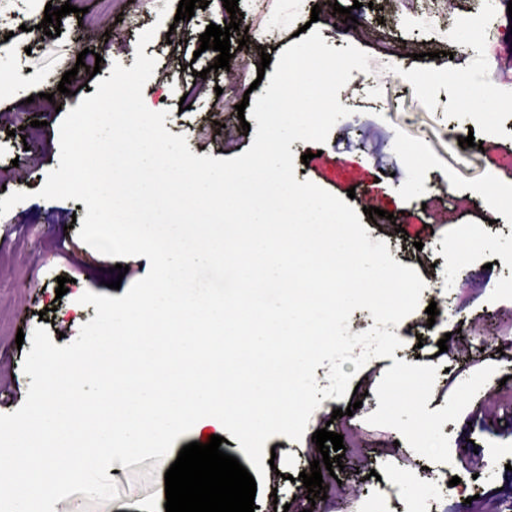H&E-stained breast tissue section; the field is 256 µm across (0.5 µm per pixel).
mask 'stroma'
Returning a JSON list of instances; mask_svg holds the SVG:
<instances>
[{
  "instance_id": "35a3bbf8",
  "label": "stroma",
  "mask_w": 512,
  "mask_h": 512,
  "mask_svg": "<svg viewBox=\"0 0 512 512\" xmlns=\"http://www.w3.org/2000/svg\"><path fill=\"white\" fill-rule=\"evenodd\" d=\"M508 1L494 0L490 11L484 0H372L356 11L358 23L347 31L332 25L328 13L312 17L319 0H267L261 12L253 0H238L243 30L233 38L246 35L250 42L236 51L228 69L217 71L216 51L201 50L199 36L209 24L229 20L222 0H209L182 21L175 18L180 0H117L109 12L100 11L97 0H50L55 7L68 3L85 11L64 16L54 38L32 28L43 11L31 10L29 0H12L0 13V199L18 191L30 197L0 216V414L14 412L26 398L31 379L22 363L37 326L46 327L56 346L67 345L96 315L94 306L80 304L83 292L118 298L147 273L146 257L126 258L129 270L120 288H108L116 258L85 244L72 225L73 218L85 217L84 202L39 198L44 176L59 161L65 112L87 97L97 79L109 78L113 64L132 67L138 36L152 27L156 33L144 53L157 65L143 90L145 105L167 111L166 129L184 135L193 154L236 157L253 143L236 106L256 80L262 54L279 58L310 22L328 45L365 51L370 70H352L338 94L351 113L336 123L326 143L292 142L295 177L349 199L369 238L386 241L392 258L415 268L425 288L417 309L394 329L402 345L393 357L372 359L359 371L344 363L351 392L322 400L300 441L282 435L267 440L276 458L254 503L258 512H274L278 503L288 512H364L365 502L381 500L387 512H407L410 500L421 499L437 512H512L508 460L490 456L494 445L512 442V362L497 358L501 340L479 347L489 330L512 324V297L498 290L502 280L512 279V202L503 195L512 189ZM463 16L481 22L484 46L461 40ZM80 42L98 48V78L75 71ZM203 69L208 75L201 91L190 94L194 72ZM69 70L76 76L66 95L57 87ZM440 72H460L485 86L497 82L502 92L476 111L459 85L437 81ZM467 131L475 146H459V135ZM309 151L313 159L301 162ZM492 202L498 209L491 224L486 215ZM369 205L382 209L383 217L370 219L364 212ZM60 242L68 259L52 255ZM77 266L82 275H74ZM61 276L70 283L59 296ZM432 303L439 310L433 319L426 313ZM446 336L453 345L443 352L438 342ZM422 355L438 367L427 403L431 411L445 406L449 380L460 383L484 366L497 367L458 419L442 427L452 455L448 474L460 479L451 488L441 481L438 463L401 442L395 429L366 421L379 407L375 390L384 371L394 360L414 364ZM347 407L352 415L333 418V410ZM325 427L344 437V469L325 476L326 499L311 502L298 476L320 459L312 434ZM196 439L193 432L177 438L162 462L149 458L118 467L117 499L98 504L76 493L58 501L55 512H166L165 473Z\"/></svg>"
}]
</instances>
